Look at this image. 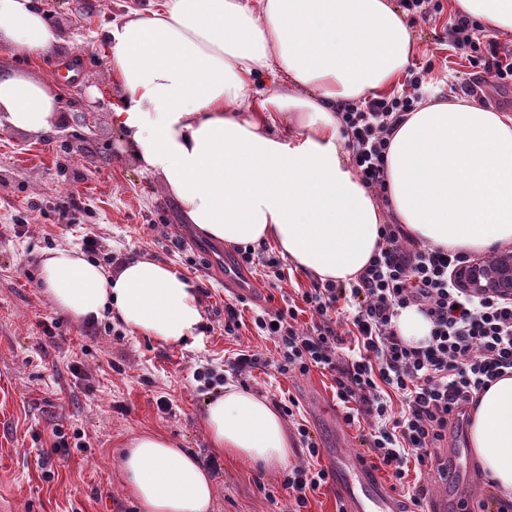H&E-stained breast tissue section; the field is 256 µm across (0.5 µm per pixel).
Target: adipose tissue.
<instances>
[{
	"label": "adipose tissue",
	"mask_w": 512,
	"mask_h": 512,
	"mask_svg": "<svg viewBox=\"0 0 512 512\" xmlns=\"http://www.w3.org/2000/svg\"><path fill=\"white\" fill-rule=\"evenodd\" d=\"M456 13L512 36V0H454ZM34 0H0V44L41 61L61 42ZM116 87L111 121L139 169L157 176L188 223L226 246L274 243L319 281H356L383 224L463 254L512 244V115L452 97L422 103L390 138L385 199L357 175L336 112L400 87L415 39L394 0H156L106 27ZM58 94L0 72V127L50 132ZM39 286L74 321L114 314L130 332L178 347L204 320L195 284L130 259L114 269L57 248ZM213 447L273 469L288 429L272 404L233 385L203 414ZM469 443L483 474L512 493V376L481 392ZM137 512H211L193 455L157 434L124 445Z\"/></svg>",
	"instance_id": "1"
}]
</instances>
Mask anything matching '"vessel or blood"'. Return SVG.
<instances>
[{"label": "vessel or blood", "instance_id": "b4317fda", "mask_svg": "<svg viewBox=\"0 0 512 512\" xmlns=\"http://www.w3.org/2000/svg\"><path fill=\"white\" fill-rule=\"evenodd\" d=\"M337 487L344 496L348 512H399L391 492L374 477L369 464L357 452L336 460Z\"/></svg>", "mask_w": 512, "mask_h": 512}]
</instances>
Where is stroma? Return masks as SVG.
<instances>
[{"mask_svg": "<svg viewBox=\"0 0 512 512\" xmlns=\"http://www.w3.org/2000/svg\"><path fill=\"white\" fill-rule=\"evenodd\" d=\"M37 2L61 30L62 42L41 66L0 45V71L58 87L63 63L73 60L78 75L60 94L62 120L45 138L0 128V504L9 512H134L122 479V446L134 436L156 433L197 458L214 457L213 512H289L288 492L281 486L287 467L311 460L330 470L336 454L362 444L356 430L341 420L331 378L319 370L282 375L269 367L239 376L225 371L243 350L277 356L273 340L254 328L231 336L224 332V301L234 294L224 281V263L234 250L186 224L175 199L157 177L140 171L109 120L117 91L100 35L148 0ZM441 4L440 13L413 23L416 52L409 68L417 73L430 63L440 66L438 91L445 97L477 75L449 47L454 13L451 0ZM86 105L94 109L90 125L75 123L74 113ZM67 195L72 203L65 209L59 202ZM88 226L98 240L94 262L106 266L114 257L151 258L173 265L196 284L204 322L195 341L168 348L127 331L119 336L95 332L54 308L37 286L40 255L57 247L83 251ZM170 237L182 240V250H169ZM285 273V280L272 286L250 272L256 285L246 297L250 307L276 310L312 282L293 266ZM48 322L55 325L50 336L43 333ZM202 366L224 371L225 384L268 401L297 400L318 457H308L293 427L284 468L264 469L212 448L203 412L224 389L195 380ZM162 397L170 400L171 411L159 409ZM57 431L67 442L64 456L41 457ZM448 444L455 450L459 477L436 481L432 497L460 500L486 490L468 431L452 433Z\"/></svg>", "mask_w": 512, "mask_h": 512, "instance_id": "stroma-1", "label": "stroma"}]
</instances>
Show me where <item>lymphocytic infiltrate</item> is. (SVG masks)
<instances>
[{
    "instance_id": "1",
    "label": "lymphocytic infiltrate",
    "mask_w": 512,
    "mask_h": 512,
    "mask_svg": "<svg viewBox=\"0 0 512 512\" xmlns=\"http://www.w3.org/2000/svg\"><path fill=\"white\" fill-rule=\"evenodd\" d=\"M448 44L494 83L512 84V51L481 41L466 16H455ZM419 99L416 93H396L344 104L337 114L353 166L377 195L386 190L390 138ZM381 237L355 284L315 280L302 292L301 304L253 317L255 330L274 338L277 360L244 351L229 367L237 373L271 366L283 375L314 368L329 374L344 423L368 427L363 441L373 469L387 473L392 490L406 492L418 506L427 489L408 484L411 470H434L448 479L456 462L438 450L449 429L468 420L476 394L512 375V299L465 293L453 274L467 257L420 243L403 225H383ZM304 307L311 319L302 324L298 315ZM409 307L431 323L428 338L416 345L395 326L399 312ZM298 432L310 461L294 467L282 486L301 510L331 475L314 466L319 450L306 425Z\"/></svg>"
}]
</instances>
